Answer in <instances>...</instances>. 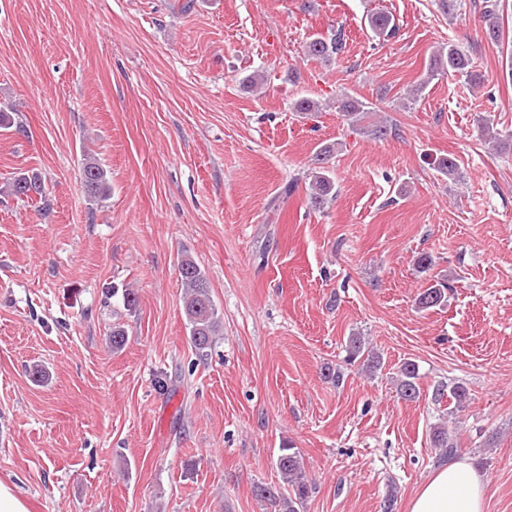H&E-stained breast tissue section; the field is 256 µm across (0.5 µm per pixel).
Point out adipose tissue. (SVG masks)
<instances>
[{"label": "adipose tissue", "mask_w": 512, "mask_h": 512, "mask_svg": "<svg viewBox=\"0 0 512 512\" xmlns=\"http://www.w3.org/2000/svg\"><path fill=\"white\" fill-rule=\"evenodd\" d=\"M487 486L468 459H451L432 470L409 512H484Z\"/></svg>", "instance_id": "obj_1"}]
</instances>
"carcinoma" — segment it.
<instances>
[{
  "instance_id": "1",
  "label": "carcinoma",
  "mask_w": 512,
  "mask_h": 512,
  "mask_svg": "<svg viewBox=\"0 0 512 512\" xmlns=\"http://www.w3.org/2000/svg\"><path fill=\"white\" fill-rule=\"evenodd\" d=\"M502 7V0H483L481 4L485 31L492 40H497L501 36ZM368 24L373 34L380 39L390 37L396 31L394 17L385 12L370 14ZM345 44V33L338 29L327 35L315 34L309 37L304 51L306 57L310 59L329 62L343 52ZM453 73L465 77L472 87L481 84L482 76L474 69L470 58L455 45L448 44L432 52L426 68V77L409 91V98L417 101L431 80ZM336 109L356 134L374 139L387 135V121L372 119L374 108L367 103L347 97L338 101ZM336 150L338 147L335 145H326L311 159L312 168L308 172L306 198L314 210L326 208L336 198V180L326 167L327 160ZM437 172L451 181L460 179L456 158L451 155L439 159ZM81 179L89 201L100 204L108 200L112 186L106 168L95 154L83 155ZM0 195L16 198L36 195L43 201L46 198L44 179L37 173L18 176L5 183L4 187H0ZM178 269L184 289L182 309L189 330V341L196 357L205 360L211 355L216 338L220 334V313L211 295L209 279L200 266L191 258L184 256L178 263ZM447 290L448 285L442 282L431 285L418 295V306L424 310L442 306L447 302ZM347 362L350 365L359 362L361 369L370 373L379 366L380 357L375 352L366 350L361 337L353 336L347 347ZM397 392L399 397L406 401H413L420 395L418 367L410 360L403 362L400 367ZM444 400L450 404V415H457L466 407L469 400L468 390L461 383L448 389L441 386L434 391V402L439 404ZM430 442L432 447L439 449L445 456L455 454L458 449L457 441L446 426L434 427ZM275 466L285 486L257 484L254 486L255 498L262 503L267 512H302L309 494V481L300 453L290 446L280 448Z\"/></svg>"
}]
</instances>
